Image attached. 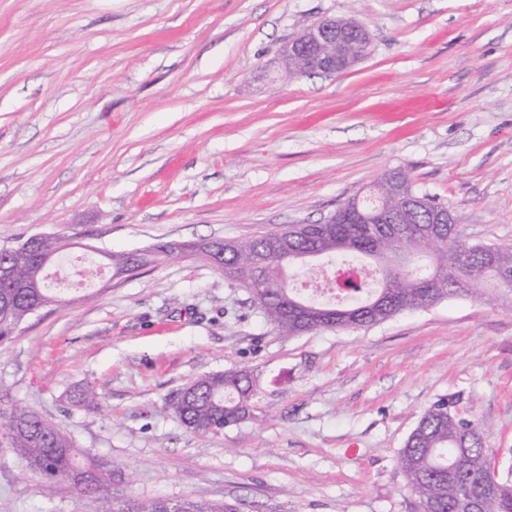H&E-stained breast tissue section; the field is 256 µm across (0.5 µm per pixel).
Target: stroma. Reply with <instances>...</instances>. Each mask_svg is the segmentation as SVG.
Instances as JSON below:
<instances>
[{"mask_svg":"<svg viewBox=\"0 0 512 512\" xmlns=\"http://www.w3.org/2000/svg\"><path fill=\"white\" fill-rule=\"evenodd\" d=\"M325 16L363 23L370 53L270 84ZM399 170L456 210L466 244H512V0H0V246L70 238L47 274L316 224ZM53 292L0 345V408L57 424L133 497L418 512L398 459L442 399L512 476V302L281 336L196 255ZM239 369L251 419L198 434L168 409ZM88 386L98 406L79 402ZM92 508L0 438V512Z\"/></svg>","mask_w":512,"mask_h":512,"instance_id":"obj_1","label":"stroma"}]
</instances>
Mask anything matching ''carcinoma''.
I'll use <instances>...</instances> for the list:
<instances>
[{"label": "carcinoma", "mask_w": 512, "mask_h": 512, "mask_svg": "<svg viewBox=\"0 0 512 512\" xmlns=\"http://www.w3.org/2000/svg\"><path fill=\"white\" fill-rule=\"evenodd\" d=\"M408 186L426 202V207L412 214L415 225H422L429 211L447 207L413 182ZM62 242L60 238L36 249L0 251V264L9 270V278L0 283V344L9 340L36 309L58 301L42 287L41 267L45 255L56 252ZM329 246V254H346L375 277L373 281L344 280L341 288L351 295L346 302H315L288 286V271L307 263L303 255L314 248L304 234L294 240L286 257L269 253L265 235L243 240L237 251L224 255V264L214 272L247 289L278 333L293 336L301 330L308 333L361 327L376 311L392 317L421 309L448 298L450 286L465 271L478 272L483 266L481 253L458 241L452 224L441 225L437 243L430 246L420 239L395 235L388 224H338L336 238ZM410 248L417 254L432 250L428 269L418 272L398 268L386 260V256ZM177 258L179 255L169 252L168 243L160 242L152 245L149 255L125 252L111 256V263L116 272L134 276L149 265ZM510 293L512 287L502 286L498 272L488 271L466 296L492 302L498 300V295ZM182 392L169 406L186 428L196 433H214L221 423L227 427L251 417L254 388L246 370L201 376ZM0 436L14 449L25 470L43 481L65 480L74 469L84 474L85 483L77 490L95 504V512H163L165 499L130 498L112 481V471L103 463L79 451L56 424L22 404L0 411ZM482 436L477 423L455 417L444 401L425 411L399 457L406 486L416 498L419 512H458L462 495L480 496L488 487L494 488V496L487 512H512V479L490 473ZM181 504L184 512H237L231 504L190 499L181 500Z\"/></svg>", "instance_id": "obj_1"}]
</instances>
